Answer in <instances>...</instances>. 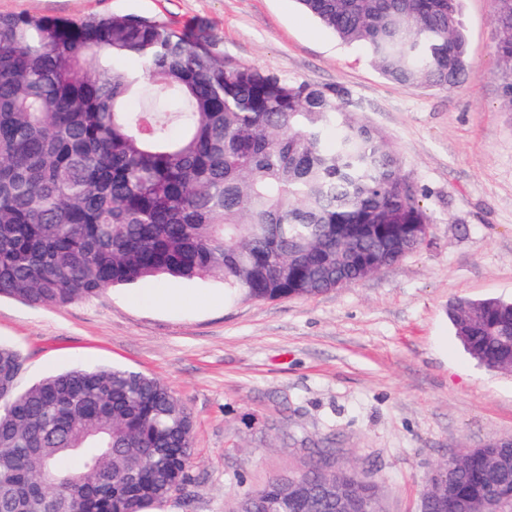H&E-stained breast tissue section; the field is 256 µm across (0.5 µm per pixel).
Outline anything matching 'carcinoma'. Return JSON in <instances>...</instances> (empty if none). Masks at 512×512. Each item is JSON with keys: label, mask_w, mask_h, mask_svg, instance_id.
I'll return each instance as SVG.
<instances>
[{"label": "carcinoma", "mask_w": 512, "mask_h": 512, "mask_svg": "<svg viewBox=\"0 0 512 512\" xmlns=\"http://www.w3.org/2000/svg\"><path fill=\"white\" fill-rule=\"evenodd\" d=\"M299 3L393 84L450 90L468 74L460 0ZM494 49L512 112V0H496ZM360 112L345 86L234 65L156 20L0 14V295L62 306L207 276L267 301L364 280L362 257L398 262L433 220ZM450 317L474 361L512 371V302L462 300ZM22 367L0 344V512H145L191 483L194 418L166 384L107 366L20 389ZM337 453L308 449L303 492L272 477L229 512H336L329 477L381 499ZM448 483L423 512H512V452L474 448Z\"/></svg>", "instance_id": "obj_1"}]
</instances>
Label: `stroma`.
Listing matches in <instances>:
<instances>
[{"label":"stroma","mask_w":512,"mask_h":512,"mask_svg":"<svg viewBox=\"0 0 512 512\" xmlns=\"http://www.w3.org/2000/svg\"><path fill=\"white\" fill-rule=\"evenodd\" d=\"M495 0H462L469 75L454 89L385 80L297 0H0V13L154 19L235 64L347 87L386 133L433 218L427 242L358 284L235 301L214 278L108 290L65 306L0 297V344L20 387L76 366L165 383L194 415L192 481L156 512H227L301 463L302 439L340 449L381 487L385 512H419L438 465L512 437V373L478 365L448 318L460 299H512V112L494 51Z\"/></svg>","instance_id":"35a3bbf8"}]
</instances>
